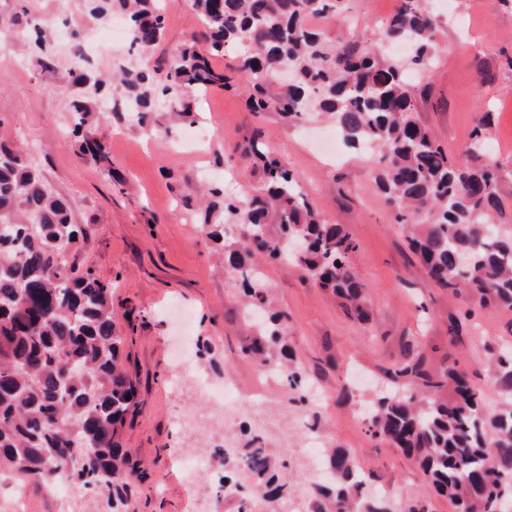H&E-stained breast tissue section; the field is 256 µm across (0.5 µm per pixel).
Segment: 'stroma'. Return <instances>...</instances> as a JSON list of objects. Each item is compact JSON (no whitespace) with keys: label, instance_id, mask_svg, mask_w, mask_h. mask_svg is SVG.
<instances>
[{"label":"stroma","instance_id":"stroma-1","mask_svg":"<svg viewBox=\"0 0 512 512\" xmlns=\"http://www.w3.org/2000/svg\"><path fill=\"white\" fill-rule=\"evenodd\" d=\"M349 28L339 20L316 18L311 27L332 41L359 40L389 54L381 38L398 0H344ZM24 12L50 27L74 28L84 20L83 0H0V15ZM164 38L155 58H171L199 31L187 0H168ZM441 48L429 73L418 81L416 106L422 123L459 160L484 113L489 160L510 171L499 185L506 230H512V8L493 0H454L443 18ZM247 81L232 90L213 87L198 94L199 122L211 126L226 146L262 129L270 147L288 164L315 209L328 222L346 227L359 248L350 264L368 287V321L347 315L338 297L282 263L261 264L262 280L273 305L288 315L297 363L308 380L323 390L308 407L311 423L325 430L331 448L351 453L371 483L405 496L422 495L431 512H453L437 497L417 467L397 449L377 442L364 417L383 388L385 368L402 359L405 349L428 362L449 360L465 367L483 395L486 408L501 396L487 368L489 342L512 347V311L486 308L471 321L461 342H452L448 325L458 315L460 298L437 288L410 251L405 225L394 214L376 182L378 165L347 148L326 157L309 145L330 132L324 115L312 113L303 127L284 124L277 113L251 112ZM170 134L147 142L136 128L122 127L108 139L111 172L89 167L67 134L66 102L56 81L40 76L33 54L7 63L0 50V141L32 158L50 188L73 204V221L88 225L87 243L67 250L66 266L89 269L111 290L116 331L126 338L125 368L136 382L140 405L123 432V446L144 466L142 480L127 512H195L196 497L184 485L181 456L208 453L211 467L200 478L199 496L212 499L214 512H225L214 489L224 473L223 457L207 445H193L176 426L175 407L210 410L191 388H176L175 311L185 312L197 363L214 381L235 375L244 386L255 381L256 363L241 357V337L254 323L240 306L233 275L218 256L219 244L206 237L186 206L182 184L203 180L212 170L229 195H248L258 176L249 163L218 160L215 152H186L189 125L161 116Z\"/></svg>","mask_w":512,"mask_h":512}]
</instances>
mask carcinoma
<instances>
[{"label":"carcinoma","mask_w":512,"mask_h":512,"mask_svg":"<svg viewBox=\"0 0 512 512\" xmlns=\"http://www.w3.org/2000/svg\"><path fill=\"white\" fill-rule=\"evenodd\" d=\"M343 0H190L201 29L165 65L144 63L162 41L160 0H84L86 17L102 25L123 16L130 33L125 63L115 69L117 87L81 62L82 30H70L68 51L54 33L36 24L21 29L43 73L56 76L67 101L79 153L112 173L100 125L103 100L115 97L112 116L140 131L156 128L154 113L176 110L196 123L191 100L229 78L210 60L241 46L231 70L249 81L252 112L274 111L297 125L311 112L326 113L344 145L378 159L380 189L398 222L411 229L409 244L438 288L477 308L512 309V232L493 222L501 211L498 186L512 177L492 161L463 167L448 158L415 108L408 75L434 65L440 20L422 0H400L382 38L408 42L414 53L400 61L361 41L335 44L311 28L312 15L337 16ZM291 82L273 94L283 69ZM490 114L461 149L478 159ZM232 155L254 160L258 186L243 198L208 188L203 231L224 246V263L235 273L246 308L264 320L241 339L239 353L274 365L297 390L305 378L289 344L288 316L270 311L255 258L284 261L318 287L343 300L361 321L369 316L365 286L350 256L357 243L341 224L323 220L297 177L264 148L260 133L236 143ZM72 222V203L55 194L30 160L0 143V470L24 482L53 484L60 478L82 493L107 491L128 505L139 470L122 448L127 418L139 406L138 390L124 368V337L115 330L110 292L89 270L76 273L60 256L90 236ZM493 379L505 400L492 411L482 392L456 364L432 366L406 354L388 372L391 387L376 401L371 436L413 460L431 489L454 512H504L512 504V348L492 354ZM242 465L255 493L287 499L293 488L263 435L248 432ZM326 465L332 480L309 487V512H393L358 477L351 454L336 449Z\"/></svg>","instance_id":"obj_1"}]
</instances>
